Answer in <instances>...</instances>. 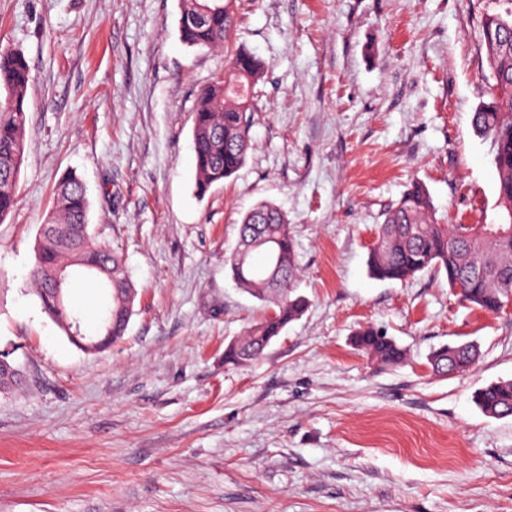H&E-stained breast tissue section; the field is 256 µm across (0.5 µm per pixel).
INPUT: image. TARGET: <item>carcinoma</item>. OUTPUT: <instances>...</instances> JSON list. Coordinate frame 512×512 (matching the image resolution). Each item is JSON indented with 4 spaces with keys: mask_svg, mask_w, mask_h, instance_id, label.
Instances as JSON below:
<instances>
[{
    "mask_svg": "<svg viewBox=\"0 0 512 512\" xmlns=\"http://www.w3.org/2000/svg\"><path fill=\"white\" fill-rule=\"evenodd\" d=\"M493 7L481 17L482 47L489 76V100L478 104L471 124L477 136L491 141L498 175L497 206L509 214V223L495 224L503 234H476L465 224H437L426 189L415 184L374 225V241L368 256L371 277L406 282L423 272L444 275L448 287L460 299L494 313L512 294V0H491ZM225 0H180L179 34L190 47L224 46L235 25ZM266 70L263 60L246 50L230 55L224 66L225 80L201 89L192 117L196 159V190L210 187L236 174L252 148L251 96ZM31 72L25 56L12 48H0V222L15 206L16 183L27 144L26 94ZM88 199L82 179L74 172L56 185L55 203L41 227L32 278L45 311L61 328L71 322L66 294L55 299L51 274L59 268L90 269L95 279H112V342L125 334L136 298V289L119 254L88 232ZM262 252L266 264L252 261ZM237 286L261 302L270 304L263 317L249 326L224 349V362L242 366L260 358L271 341L289 323L299 319L307 300L295 294L298 267L290 224L272 203L263 201L245 213L238 241L225 256ZM354 345L379 366H395L405 359L396 341L372 327L354 334ZM477 349L467 343L443 346L429 361L440 375L469 370ZM474 402L490 418L512 417V379L479 389Z\"/></svg>",
    "mask_w": 512,
    "mask_h": 512,
    "instance_id": "cac0c4a2",
    "label": "carcinoma"
}]
</instances>
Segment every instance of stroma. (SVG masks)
<instances>
[{
	"label": "stroma",
	"mask_w": 512,
	"mask_h": 512,
	"mask_svg": "<svg viewBox=\"0 0 512 512\" xmlns=\"http://www.w3.org/2000/svg\"><path fill=\"white\" fill-rule=\"evenodd\" d=\"M487 0H235L222 49L185 45L179 0H0V46L24 54L28 150L0 222V512H512V417L479 388L512 379V312L460 302L444 276L373 279V225L413 182L441 224L500 214L489 140ZM248 49L253 148L196 191L198 92ZM89 224L119 247L137 296L122 342L72 343L33 290L38 230L69 171ZM262 200L287 216L308 300L246 367L224 349L262 316L224 255ZM86 333L105 293L68 291ZM369 325L407 352L380 369L351 344ZM476 343L439 376L441 346ZM477 349L470 344L443 346L432 352L429 361L433 371L440 375L469 370L476 361Z\"/></svg>",
	"instance_id": "1"
}]
</instances>
